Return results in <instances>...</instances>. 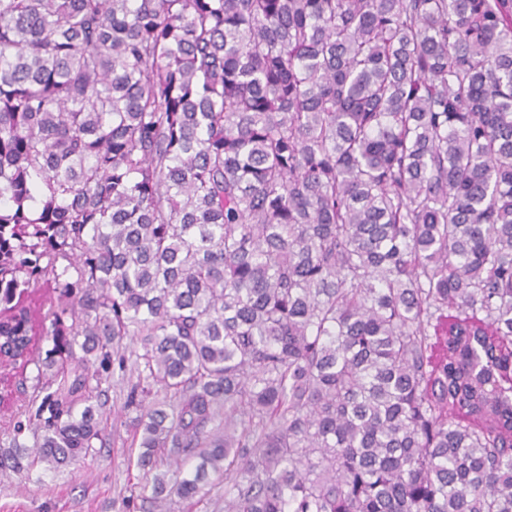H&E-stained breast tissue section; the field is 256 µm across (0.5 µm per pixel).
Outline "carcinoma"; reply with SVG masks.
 I'll return each instance as SVG.
<instances>
[{
    "instance_id": "1",
    "label": "carcinoma",
    "mask_w": 512,
    "mask_h": 512,
    "mask_svg": "<svg viewBox=\"0 0 512 512\" xmlns=\"http://www.w3.org/2000/svg\"><path fill=\"white\" fill-rule=\"evenodd\" d=\"M0 346L17 471L116 362L156 512H512V0H0ZM0 375L8 378V383L2 389L8 405L0 409V454L7 450L13 434V426L17 421L27 424L29 409L37 406L45 393L36 404H32V381L29 368L22 372L21 368L13 365H0ZM172 512H224V480H216L208 487L207 494L200 502L188 505L176 503L171 506Z\"/></svg>"
}]
</instances>
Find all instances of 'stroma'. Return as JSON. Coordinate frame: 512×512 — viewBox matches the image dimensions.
<instances>
[{
  "label": "stroma",
  "mask_w": 512,
  "mask_h": 512,
  "mask_svg": "<svg viewBox=\"0 0 512 512\" xmlns=\"http://www.w3.org/2000/svg\"><path fill=\"white\" fill-rule=\"evenodd\" d=\"M7 382L0 388V453L16 422L27 421L32 405L29 372L0 365ZM131 438L125 427L107 429L103 444L68 467L17 472L0 466V512H151L138 498L143 473L129 461Z\"/></svg>",
  "instance_id": "obj_1"
}]
</instances>
